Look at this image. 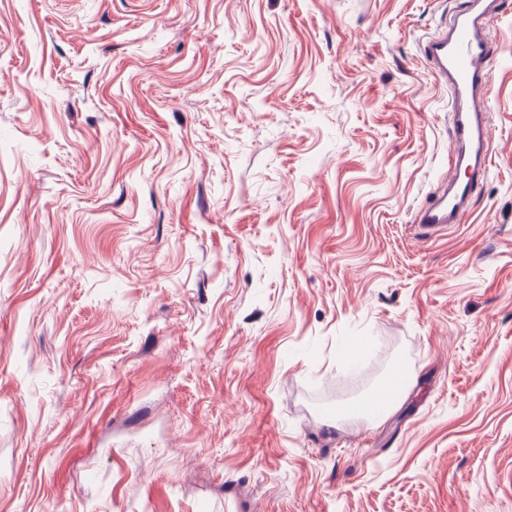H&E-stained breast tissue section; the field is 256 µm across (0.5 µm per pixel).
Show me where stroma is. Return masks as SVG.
I'll return each mask as SVG.
<instances>
[{"instance_id": "35a3bbf8", "label": "stroma", "mask_w": 512, "mask_h": 512, "mask_svg": "<svg viewBox=\"0 0 512 512\" xmlns=\"http://www.w3.org/2000/svg\"><path fill=\"white\" fill-rule=\"evenodd\" d=\"M468 2L0 0V512H512V0L415 222ZM485 0H471L467 10L446 31L428 40L423 54L435 75L452 93L448 166L455 171L449 188L431 197L419 210L418 227L434 236L465 213L473 188L486 172L488 129L482 121V91L495 59L484 34ZM465 180L457 178L462 171Z\"/></svg>"}]
</instances>
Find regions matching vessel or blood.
Wrapping results in <instances>:
<instances>
[{"mask_svg":"<svg viewBox=\"0 0 512 512\" xmlns=\"http://www.w3.org/2000/svg\"><path fill=\"white\" fill-rule=\"evenodd\" d=\"M484 3L471 0L454 24L428 40L423 49L435 75L452 93L448 165L458 173L442 194L431 197L418 212L419 227L428 237L461 218L486 172L488 129L482 121V91L495 60L484 34Z\"/></svg>","mask_w":512,"mask_h":512,"instance_id":"vessel-or-blood-1","label":"vessel or blood"}]
</instances>
